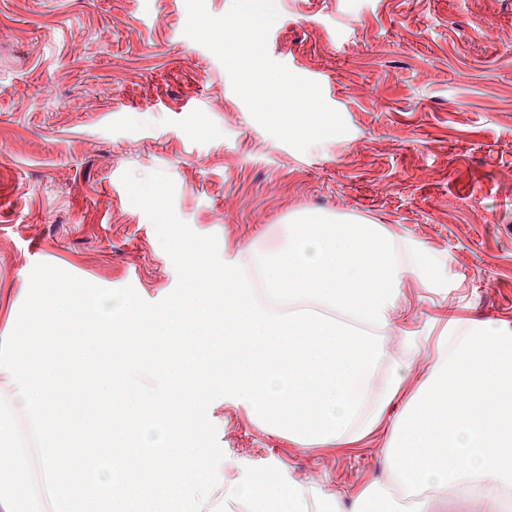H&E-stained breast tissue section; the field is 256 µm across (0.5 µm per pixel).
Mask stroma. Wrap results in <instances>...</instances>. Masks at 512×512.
<instances>
[{"instance_id":"obj_1","label":"stroma","mask_w":512,"mask_h":512,"mask_svg":"<svg viewBox=\"0 0 512 512\" xmlns=\"http://www.w3.org/2000/svg\"><path fill=\"white\" fill-rule=\"evenodd\" d=\"M275 4L269 57L347 127L303 152L185 35L186 0H0V316L40 263L151 303L175 288L130 169L167 174L180 219L235 251L303 209L384 225L449 257L464 315L512 330V0ZM218 418L225 456L318 470L342 496L380 466Z\"/></svg>"}]
</instances>
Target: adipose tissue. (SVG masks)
I'll return each mask as SVG.
<instances>
[{
  "label": "adipose tissue",
  "instance_id": "1",
  "mask_svg": "<svg viewBox=\"0 0 512 512\" xmlns=\"http://www.w3.org/2000/svg\"><path fill=\"white\" fill-rule=\"evenodd\" d=\"M273 233L274 246L251 251L263 305L399 339L352 427L320 447L378 443L382 473L363 476L346 501L318 474L299 477L308 512H433L443 497L501 512L512 499V331L461 318L447 257L384 225L299 211ZM416 287L436 309L432 327L409 324Z\"/></svg>",
  "mask_w": 512,
  "mask_h": 512
}]
</instances>
